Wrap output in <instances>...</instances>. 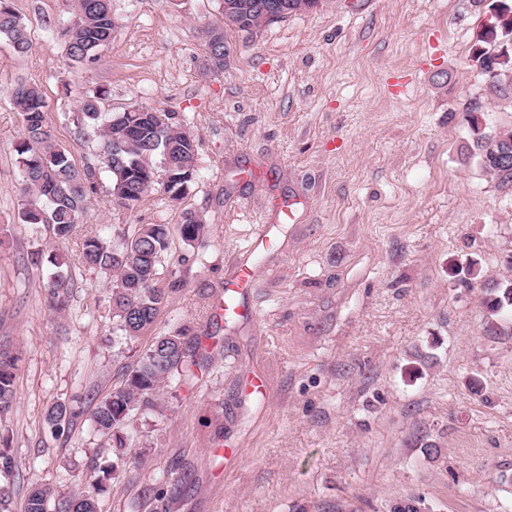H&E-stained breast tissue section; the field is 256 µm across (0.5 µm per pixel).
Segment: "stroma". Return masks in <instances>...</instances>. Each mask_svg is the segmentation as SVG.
Returning <instances> with one entry per match:
<instances>
[{
	"mask_svg": "<svg viewBox=\"0 0 512 512\" xmlns=\"http://www.w3.org/2000/svg\"><path fill=\"white\" fill-rule=\"evenodd\" d=\"M12 5L33 46L20 57L0 38V345L20 358L0 420L16 464L11 512L31 483L65 492L110 469L102 512H155L180 469L192 483L169 512H389L407 495L428 512H512V329L487 334L483 305L512 272V184L476 163L468 127L472 104L495 127L512 122V102L490 96L472 61L484 7L319 0L250 33L225 29L214 74L202 32L222 0H111L112 43L91 69L67 65L62 0ZM21 80L41 88L55 140L80 164L96 150L73 122L82 91L106 89L113 112L179 113L199 140L190 193L126 210L99 187L65 240L20 223L23 117L10 92ZM187 209L205 220L191 246L178 229ZM138 224L169 229L159 285L170 298L129 340L109 279L80 256L86 236L115 241ZM261 234L270 246L252 248ZM57 253L72 287L61 314L48 304ZM469 257L481 276H451L449 261ZM243 261L258 276L247 316L229 320L218 304ZM179 327L200 344L201 370L172 376L122 442L97 434L93 399ZM259 370L265 400L242 387ZM58 402L80 415L54 431ZM224 446L239 456L224 461Z\"/></svg>",
	"mask_w": 512,
	"mask_h": 512,
	"instance_id": "35a3bbf8",
	"label": "stroma"
}]
</instances>
